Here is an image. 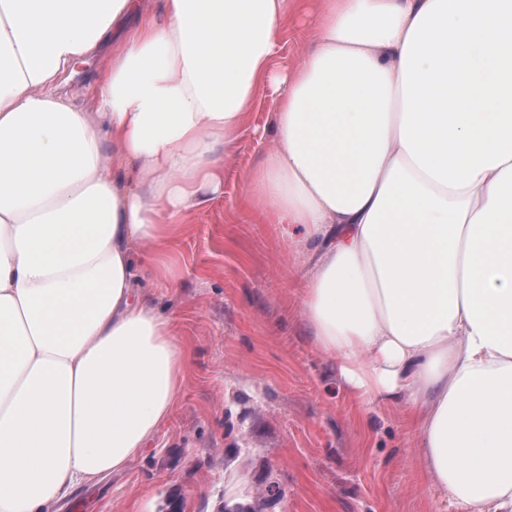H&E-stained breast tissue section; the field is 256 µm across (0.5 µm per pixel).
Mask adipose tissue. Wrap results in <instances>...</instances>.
I'll list each match as a JSON object with an SVG mask.
<instances>
[{"mask_svg": "<svg viewBox=\"0 0 512 512\" xmlns=\"http://www.w3.org/2000/svg\"><path fill=\"white\" fill-rule=\"evenodd\" d=\"M0 0V512H47L170 417L185 348L138 292L275 90L251 208L312 245L301 308L431 487L512 512V0ZM112 46L96 107L65 85ZM316 7V0H308L304 11L296 14L290 21L293 33H286L280 53L273 63L274 71H281L294 67L304 50L313 40L314 30L312 24V14Z\"/></svg>", "mask_w": 512, "mask_h": 512, "instance_id": "1", "label": "adipose tissue"}]
</instances>
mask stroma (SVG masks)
I'll list each match as a JSON object with an SVG mask.
<instances>
[{
    "label": "stroma",
    "instance_id": "obj_1",
    "mask_svg": "<svg viewBox=\"0 0 512 512\" xmlns=\"http://www.w3.org/2000/svg\"><path fill=\"white\" fill-rule=\"evenodd\" d=\"M315 0L292 20L274 70L294 67L314 37ZM108 63L78 64L66 90L82 108ZM273 96L250 113L224 157V186L165 252L174 287L145 294L187 348L171 420L125 468L81 486L54 512H458L428 488L419 440L401 405L368 413L314 341L299 301L310 266L301 235L247 205L251 174L275 143ZM282 494L265 504L269 481Z\"/></svg>",
    "mask_w": 512,
    "mask_h": 512
}]
</instances>
